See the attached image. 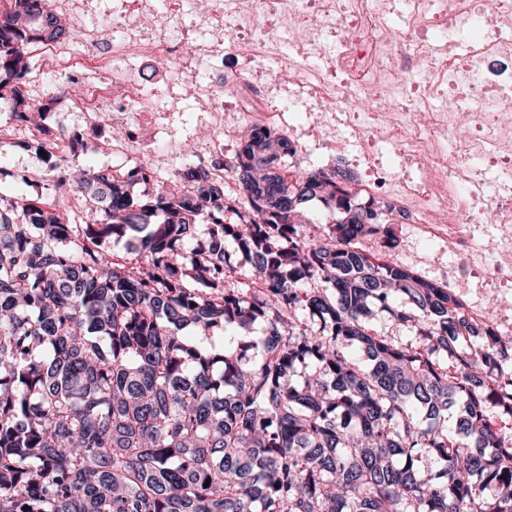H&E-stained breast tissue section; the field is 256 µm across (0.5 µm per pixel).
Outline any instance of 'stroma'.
Wrapping results in <instances>:
<instances>
[{
    "label": "stroma",
    "mask_w": 512,
    "mask_h": 512,
    "mask_svg": "<svg viewBox=\"0 0 512 512\" xmlns=\"http://www.w3.org/2000/svg\"><path fill=\"white\" fill-rule=\"evenodd\" d=\"M159 0H149L147 7H140L138 0H78L64 19L74 31V51H82L88 32L99 31L104 64L101 68L83 72L85 84L109 83L112 74V43L124 39L131 23H138L141 34L156 31L159 22ZM215 21L211 12L183 9L177 26L184 30L192 46L201 48L193 65L198 79L208 81L213 76V62L203 50L212 44ZM300 56L291 46H271L266 60L274 68L278 83L283 84L282 97L288 105L286 117L288 130L296 140L306 143L295 163L300 173L318 170L341 169L352 180L364 177L363 167L357 166L360 153L358 144L351 138L342 120L327 119L318 125V114L308 101L303 89L289 84L287 68L299 61ZM31 74L24 84L27 98L34 102L54 101L55 107L46 118L52 129L70 127L83 134L89 149L68 154L71 167L82 169L120 168L133 161L148 163L157 173L150 185L135 186V195L156 194L168 186L182 161L200 167H210L213 158L202 148L212 132L211 103L195 98L186 92L184 76L173 63L146 57L138 60L135 70L139 78L147 79L154 102L152 119H144L136 112L115 110L104 104L95 119H88L78 104L62 95L68 83L67 70L51 56L34 54L30 60ZM121 126L136 133L140 148L125 154L112 148L111 130ZM29 132L5 120L0 110V201L20 199L46 200L55 198L59 211L72 222H81L86 214L85 200L75 191H62L49 195L45 189L48 179L45 164L34 153L19 149L18 141L28 138ZM392 229L399 246L394 259L409 267L422 278L448 288L462 303L467 313L483 311V320L502 334L512 337V282L490 276L493 253L500 246L502 237L512 234V226L504 224H471L467 235L474 243L483 245V255L466 251H449L445 240L430 236L418 225L407 223L405 218L394 217Z\"/></svg>",
    "instance_id": "obj_1"
}]
</instances>
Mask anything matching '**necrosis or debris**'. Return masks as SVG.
<instances>
[{"label":"necrosis or debris","mask_w":512,"mask_h":512,"mask_svg":"<svg viewBox=\"0 0 512 512\" xmlns=\"http://www.w3.org/2000/svg\"><path fill=\"white\" fill-rule=\"evenodd\" d=\"M402 2V26L388 29L386 17ZM215 13L235 37L224 53L244 59L232 102L214 101L215 123L205 149L224 153L229 129L255 126L285 135L283 110L265 89L266 45L282 17H290L289 43L303 56L333 38L337 48L327 69L302 73L306 91L321 112H342L352 137L363 147L365 178L359 193H385V175L375 165L380 145L400 147L407 169L398 206L414 203L412 221L439 224L451 215L448 246L464 240L462 224H512V193L494 197L484 213L473 201L482 195L487 166L512 183V0H253L241 13L236 0H216ZM486 28L485 38L465 41V30ZM180 60L178 34L129 38L112 45V85L89 89L82 102L95 116L102 99L137 102L152 111L144 85L128 64L142 56Z\"/></svg>","instance_id":"obj_1"}]
</instances>
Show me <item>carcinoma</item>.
<instances>
[{
	"label": "carcinoma",
	"mask_w": 512,
	"mask_h": 512,
	"mask_svg": "<svg viewBox=\"0 0 512 512\" xmlns=\"http://www.w3.org/2000/svg\"><path fill=\"white\" fill-rule=\"evenodd\" d=\"M4 2L0 99L11 84L10 119L44 135L47 190L96 218L0 206V512H512L509 339L396 262L391 228L356 246L392 206L357 203L339 169L294 173L263 131L235 155L241 196L188 164L143 197L145 163L73 179L22 88L35 42L72 30ZM314 201L341 218L308 236ZM377 309L416 342L378 334Z\"/></svg>",
	"instance_id": "obj_1"
}]
</instances>
